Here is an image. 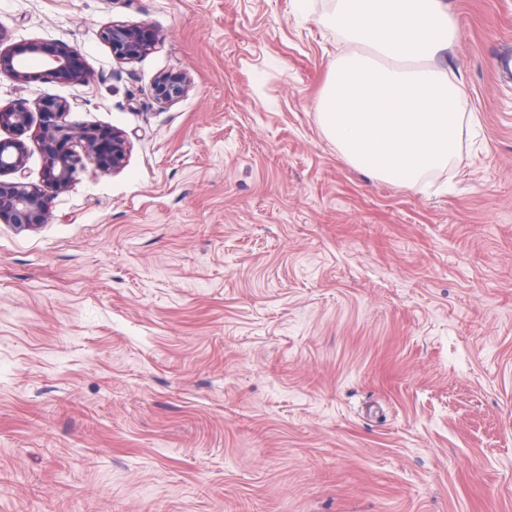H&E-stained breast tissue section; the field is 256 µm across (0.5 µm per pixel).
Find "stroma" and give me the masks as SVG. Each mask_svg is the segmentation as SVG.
Instances as JSON below:
<instances>
[{"label": "stroma", "mask_w": 512, "mask_h": 512, "mask_svg": "<svg viewBox=\"0 0 512 512\" xmlns=\"http://www.w3.org/2000/svg\"><path fill=\"white\" fill-rule=\"evenodd\" d=\"M446 2L471 131L409 187L321 130L332 0H0L93 73L0 106L130 142L0 223V512H512V0ZM111 21L161 42L118 63ZM191 87V78L185 71L161 74L152 85L155 100L164 104H173L183 98Z\"/></svg>", "instance_id": "obj_1"}]
</instances>
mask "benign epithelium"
I'll use <instances>...</instances> for the list:
<instances>
[{
  "mask_svg": "<svg viewBox=\"0 0 512 512\" xmlns=\"http://www.w3.org/2000/svg\"><path fill=\"white\" fill-rule=\"evenodd\" d=\"M101 40L120 63H133L150 53L160 37L149 26L112 21L101 28ZM5 40L0 32V76L26 82L31 75L26 70L25 57L41 62L38 79L59 84H83L91 73L81 55L70 45L59 42L46 45L31 42L21 48H1ZM191 87L185 71L165 73L152 85L155 100L173 104L183 98ZM73 105L66 99L47 95L34 105L25 103L0 106V129L18 133L16 137L0 138V222L24 227L47 223L50 202L54 194L67 189L84 165L91 160L105 173L122 170L127 162L129 141L126 134L114 128L69 120ZM29 135L39 147L43 158L39 183L6 179L22 174L28 155L26 143L20 139Z\"/></svg>",
  "mask_w": 512,
  "mask_h": 512,
  "instance_id": "1",
  "label": "benign epithelium"
}]
</instances>
